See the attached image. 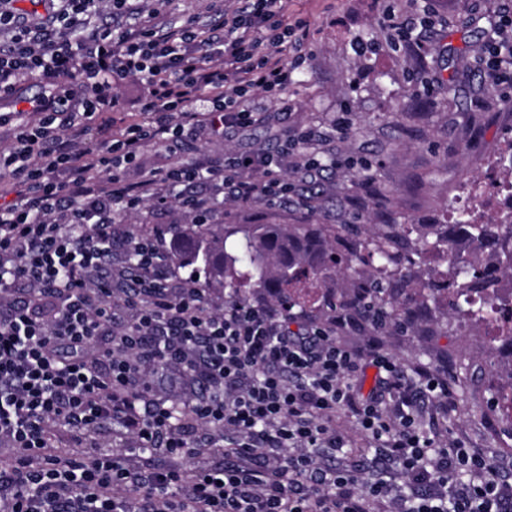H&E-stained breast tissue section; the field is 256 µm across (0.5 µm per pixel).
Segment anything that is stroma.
Masks as SVG:
<instances>
[{
    "instance_id": "1",
    "label": "stroma",
    "mask_w": 512,
    "mask_h": 512,
    "mask_svg": "<svg viewBox=\"0 0 512 512\" xmlns=\"http://www.w3.org/2000/svg\"><path fill=\"white\" fill-rule=\"evenodd\" d=\"M215 3L230 8L234 0H143L142 7L181 22L205 21ZM494 9L493 0H290L289 20H303L306 29L305 61L288 88L294 105L288 123L316 129L319 151L338 165L319 184L298 183V201L285 208L219 203L216 223H447L455 191L488 187L492 173H508L502 159L512 154V111L505 106L512 86L486 87L480 67ZM412 14L429 15L431 23L414 28L405 42L392 26ZM411 41L423 44L422 56L408 50ZM340 112L351 122L345 135L334 126ZM280 133L274 123L229 130L220 139L192 132L175 155L147 145L123 176L139 181L176 157L217 161L228 151H273ZM189 221L178 207L159 212L144 204L117 225L113 265L126 260L125 237H151L161 225ZM379 338L400 364L448 367L455 406L440 417V429L485 453L499 470H512V439H503L486 404L488 386L505 388L512 380L505 356L483 344L480 329L465 335L452 326L443 335L417 321ZM336 428L347 437L345 460L360 461L366 479L405 489L395 469L381 468L363 447L347 414L337 417Z\"/></svg>"
}]
</instances>
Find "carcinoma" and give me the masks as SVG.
I'll use <instances>...</instances> for the list:
<instances>
[{
    "label": "carcinoma",
    "mask_w": 512,
    "mask_h": 512,
    "mask_svg": "<svg viewBox=\"0 0 512 512\" xmlns=\"http://www.w3.org/2000/svg\"><path fill=\"white\" fill-rule=\"evenodd\" d=\"M231 237L235 244L229 249ZM165 239L167 260L204 290L220 289L241 300L256 290L302 314L305 303L319 296L329 315L351 307L397 327L409 325L413 316H430L444 297L449 312L437 323L444 334L450 319L476 326L489 321L483 308L451 301L455 289L487 295L498 278L512 280V221L493 218L489 224H477L464 213L455 223L432 231L407 224H171L160 233V240ZM462 240L504 257L506 264L484 271L452 261L445 275L422 278L426 255H446ZM363 265L373 267L366 280ZM337 272L354 290L353 296L324 293L327 279ZM495 322L498 334L490 344L508 354L512 381V307L498 309ZM490 401L495 410L506 413V425L512 428V394L493 392Z\"/></svg>",
    "instance_id": "1"
}]
</instances>
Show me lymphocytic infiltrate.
<instances>
[{"mask_svg":"<svg viewBox=\"0 0 512 512\" xmlns=\"http://www.w3.org/2000/svg\"><path fill=\"white\" fill-rule=\"evenodd\" d=\"M128 2L58 0L35 18L0 0L12 34L0 100L30 75L45 82L0 147L15 193L0 204V512H512V482L488 457L425 422L453 403L446 371L407 372L375 337L346 347L340 335L365 324L352 309L297 324L269 303L214 308L192 280L168 282L147 238L126 240L128 262L113 269V227L144 202L179 203L206 224L219 199L280 205L328 168L314 131L292 128L276 152L177 161L127 183L122 169L147 144L266 123L256 94L282 101L303 61L280 21L288 0H235L204 28L120 25ZM498 9L484 59L497 85L512 80L501 35L512 0ZM119 77L148 87L138 117L115 114ZM161 367L178 374L179 403L156 398ZM343 410L409 494L321 463L347 446Z\"/></svg>","mask_w":512,"mask_h":512,"instance_id":"lymphocytic-infiltrate-1","label":"lymphocytic infiltrate"}]
</instances>
